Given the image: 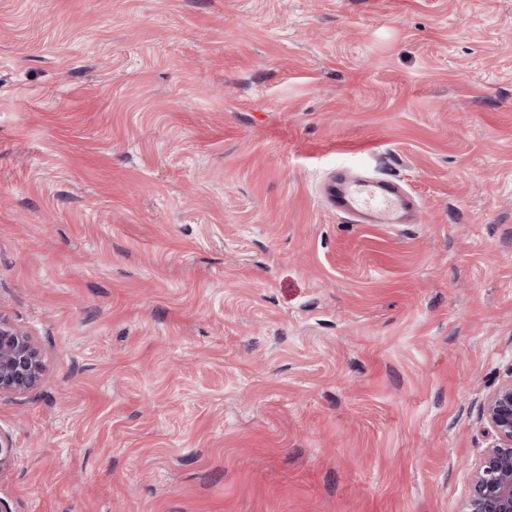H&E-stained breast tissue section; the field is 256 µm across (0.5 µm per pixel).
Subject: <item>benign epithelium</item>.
<instances>
[{
	"label": "benign epithelium",
	"instance_id": "1",
	"mask_svg": "<svg viewBox=\"0 0 512 512\" xmlns=\"http://www.w3.org/2000/svg\"><path fill=\"white\" fill-rule=\"evenodd\" d=\"M42 375L30 336L0 321V394L26 392ZM482 419L490 443L473 471L462 512H512V377L486 397Z\"/></svg>",
	"mask_w": 512,
	"mask_h": 512
}]
</instances>
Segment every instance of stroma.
<instances>
[{
	"instance_id": "1",
	"label": "stroma",
	"mask_w": 512,
	"mask_h": 512,
	"mask_svg": "<svg viewBox=\"0 0 512 512\" xmlns=\"http://www.w3.org/2000/svg\"><path fill=\"white\" fill-rule=\"evenodd\" d=\"M400 179L415 224L324 183ZM11 512H461L512 376V0H0ZM325 194L336 213L361 224H414L417 205L394 178L347 171L330 182ZM43 364L30 336L0 321V394L23 393L42 378Z\"/></svg>"
}]
</instances>
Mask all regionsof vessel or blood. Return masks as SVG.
Wrapping results in <instances>:
<instances>
[{
    "mask_svg": "<svg viewBox=\"0 0 512 512\" xmlns=\"http://www.w3.org/2000/svg\"><path fill=\"white\" fill-rule=\"evenodd\" d=\"M325 194L336 213L361 224H411L417 214L413 197L398 183L347 172L330 182Z\"/></svg>",
    "mask_w": 512,
    "mask_h": 512,
    "instance_id": "1",
    "label": "vessel or blood"
}]
</instances>
